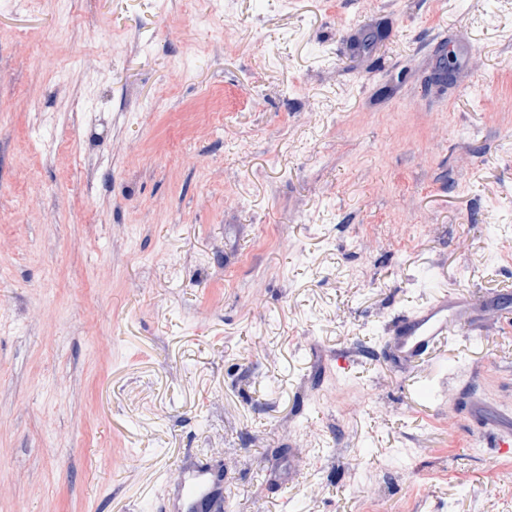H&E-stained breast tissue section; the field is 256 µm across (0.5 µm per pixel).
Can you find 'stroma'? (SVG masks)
Wrapping results in <instances>:
<instances>
[{
  "mask_svg": "<svg viewBox=\"0 0 512 512\" xmlns=\"http://www.w3.org/2000/svg\"><path fill=\"white\" fill-rule=\"evenodd\" d=\"M0 299V512H512V0L0 11ZM465 310L459 298L443 292L427 305L400 316L389 341L391 352L403 366L422 362L455 335ZM181 499L190 505L204 499L213 498L216 490L205 466L197 465L194 470L184 475L180 484Z\"/></svg>",
  "mask_w": 512,
  "mask_h": 512,
  "instance_id": "1",
  "label": "stroma"
}]
</instances>
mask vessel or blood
I'll list each match as a JSON object with an SVG mask.
<instances>
[{
  "label": "vessel or blood",
  "instance_id": "b4317fda",
  "mask_svg": "<svg viewBox=\"0 0 512 512\" xmlns=\"http://www.w3.org/2000/svg\"><path fill=\"white\" fill-rule=\"evenodd\" d=\"M465 310L459 298L444 292L427 305L400 316L389 341L391 352L404 366L422 362L436 347L454 336ZM180 494L182 500L190 504L215 497L208 469L199 465L184 475Z\"/></svg>",
  "mask_w": 512,
  "mask_h": 512
}]
</instances>
